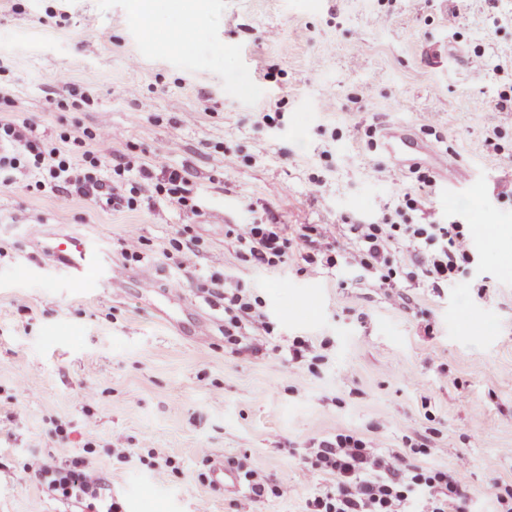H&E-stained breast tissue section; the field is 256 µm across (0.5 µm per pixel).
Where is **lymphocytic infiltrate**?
<instances>
[{
	"mask_svg": "<svg viewBox=\"0 0 512 512\" xmlns=\"http://www.w3.org/2000/svg\"><path fill=\"white\" fill-rule=\"evenodd\" d=\"M116 135L106 127H76L53 142L42 140L30 120L18 112L0 116V185H9L16 171L26 170L39 192L76 194L112 210H133L162 204L195 213L199 201L185 170L156 160L138 166L110 164L100 150ZM394 200L355 224L229 225L226 235L239 260L267 272L300 260L317 273L345 263L351 273L368 278L394 303L411 304L413 285L438 289L456 281L472 260L471 225L452 219L422 224L416 214L436 183L420 166L394 171ZM211 292L224 302V346L239 353L246 328L273 335L275 323L264 300L232 277L211 279ZM400 450H375L372 440L353 430H341L307 449L296 477L305 481L316 472L332 475L335 483L310 502V512H472L464 485L471 464L460 455L456 469L424 468L418 457L432 451L431 438L409 429ZM91 444L82 455L60 446L49 457L31 456L24 470L55 497L86 504L89 512H120L106 483L91 474Z\"/></svg>",
	"mask_w": 512,
	"mask_h": 512,
	"instance_id": "lymphocytic-infiltrate-1",
	"label": "lymphocytic infiltrate"
}]
</instances>
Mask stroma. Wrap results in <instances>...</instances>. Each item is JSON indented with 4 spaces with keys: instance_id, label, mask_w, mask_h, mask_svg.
Listing matches in <instances>:
<instances>
[{
    "instance_id": "obj_1",
    "label": "stroma",
    "mask_w": 512,
    "mask_h": 512,
    "mask_svg": "<svg viewBox=\"0 0 512 512\" xmlns=\"http://www.w3.org/2000/svg\"><path fill=\"white\" fill-rule=\"evenodd\" d=\"M379 11L390 15L381 30ZM102 30L109 41H97ZM435 42L451 55L432 68L422 51ZM0 65V93L42 139L110 127L134 155L186 170L200 201L195 214L112 211L29 190L22 174L0 186V512H79L23 470L57 448L59 425L74 454L92 444L122 512H195L202 498L230 512L236 495L212 482L203 448L287 484L253 512H307L326 480L294 483L306 448L352 429L397 449L407 424L436 431L425 466L470 454L475 512L512 484V250L496 243L512 234V110L498 105L512 88V0H0ZM63 78L85 95L80 109L50 107ZM271 103L282 112L272 127L261 118ZM429 114L437 133L424 127ZM396 125L436 178L420 222L453 213L478 227L454 284L413 288L408 310L364 281L341 288L331 272L239 261L226 225L341 224L393 199L384 141ZM182 224L207 246L189 270L159 256ZM33 227L99 240L119 271L131 229L150 246L133 277L90 290L53 268ZM140 272L159 291L180 284L191 311L179 326L152 307ZM224 273L258 289L278 325L239 355L225 351L224 304L204 286ZM297 337L320 344L315 369L289 363ZM118 444L151 446L157 466L118 458Z\"/></svg>"
}]
</instances>
